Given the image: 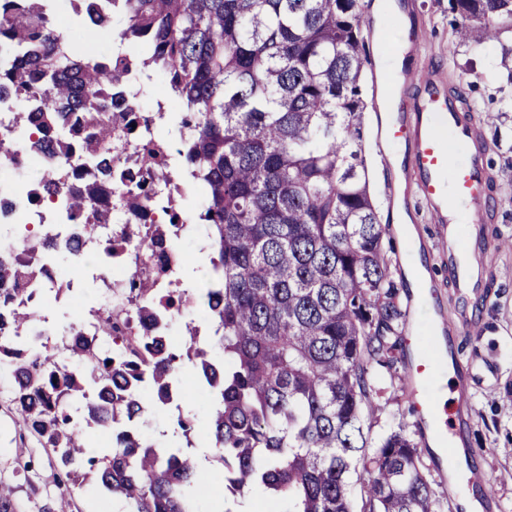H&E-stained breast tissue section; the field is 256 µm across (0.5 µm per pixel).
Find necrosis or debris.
Returning a JSON list of instances; mask_svg holds the SVG:
<instances>
[{
    "label": "necrosis or debris",
    "mask_w": 512,
    "mask_h": 512,
    "mask_svg": "<svg viewBox=\"0 0 512 512\" xmlns=\"http://www.w3.org/2000/svg\"><path fill=\"white\" fill-rule=\"evenodd\" d=\"M133 88L130 81L122 87L129 110L123 120L113 124L116 138L112 143V186L98 201L101 208L112 211V261L106 264L97 258L91 268L101 271L109 296L120 301L126 286L123 271L130 263H137L155 281L159 290L158 308L166 314L175 307L184 313L195 309L194 299L170 297L171 289L179 285L178 274L182 268L178 245L188 234L186 210L172 207L173 200L186 192L187 180L172 164L182 143L164 130V116L176 101L163 97L158 100L155 111L149 112L143 109ZM16 110L15 99L0 98V140L6 143L0 150V171L21 177L31 168L33 157L15 136L13 115ZM144 176L151 186L149 199L141 210L125 211L121 206L122 196L126 190L135 188ZM1 224L16 227L13 243L19 250L29 245L32 235L52 237L65 244L75 231L72 218L59 200L41 195L25 181L19 189L0 192ZM157 240L164 243L159 256L145 255L136 247L137 242Z\"/></svg>",
    "instance_id": "4bbe7bcc"
}]
</instances>
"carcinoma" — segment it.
Returning a JSON list of instances; mask_svg holds the SVG:
<instances>
[{"instance_id":"cac0c4a2","label":"carcinoma","mask_w":512,"mask_h":512,"mask_svg":"<svg viewBox=\"0 0 512 512\" xmlns=\"http://www.w3.org/2000/svg\"><path fill=\"white\" fill-rule=\"evenodd\" d=\"M125 13L120 41L139 44L141 71L163 75L182 104L180 157L203 189L199 214L211 269L195 297L222 358L185 339L142 333L112 356L118 325L151 317L152 284L140 269L127 303L90 310L92 340L39 347L21 333L36 311L21 284L38 282L55 245L42 237L19 253L0 241V354L12 356L11 403L53 449L76 490L91 480L126 512H196L195 484L224 497L253 488L287 501L286 512H447L420 450L403 427L370 447L364 426L379 410L384 373L399 362L405 317L391 278L364 151L361 76L369 54L360 0H111ZM89 24L62 35L43 0H16L0 15V43L16 60L0 69L14 94L16 132L32 131L46 196L61 192L69 116H85L83 147L98 181L65 192L86 238L112 253L95 209L112 185V94L126 69L76 46L110 22L88 4ZM458 41L480 47L512 30V0H448ZM210 391L207 436L220 470L194 454L156 448L135 428L148 404L167 405L185 362ZM192 447L196 416L178 412ZM112 431L111 451L87 454L88 435ZM361 483L351 498L350 475Z\"/></svg>"}]
</instances>
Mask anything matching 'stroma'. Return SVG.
Returning <instances> with one entry per match:
<instances>
[{"label":"stroma","instance_id":"stroma-1","mask_svg":"<svg viewBox=\"0 0 512 512\" xmlns=\"http://www.w3.org/2000/svg\"><path fill=\"white\" fill-rule=\"evenodd\" d=\"M362 34L376 64L365 67L363 90L366 153L372 189L377 197L381 223L395 225L407 215L413 239L392 234L387 250L389 271L402 285L405 323L401 348L405 354L382 384L376 401L380 406L372 423V436L387 427L406 423L412 439L422 450L437 494L448 503L447 512H459L456 494H469L478 512H512V70L501 60L512 47V36L479 48L459 44L452 30L456 24L448 0H398L402 15L397 22H374L363 0ZM419 41L418 54L405 57L408 69L435 68L441 79L437 91L453 92L472 106L483 129L489 152L491 186L495 207L489 223L478 225L479 257L487 265L482 287L459 294L448 278V255L440 250V227L418 196L412 179L394 174L392 159L405 155L404 140L386 138L379 123L384 103L380 83L381 61L389 52H401ZM422 266L431 281L435 299L423 309L413 295L408 269ZM76 298L61 295L49 301L53 341H60L77 313L88 312L102 299V281L82 274ZM444 326L443 339L455 364V382L449 385L447 406L457 417L455 430L464 443L471 465L484 483L474 487L463 474L449 475L427 446L424 424L408 398V367L420 357L424 333ZM0 379V482L14 488L20 512H120L121 500L97 494L93 487L72 490L51 449L41 447L13 412ZM173 413L162 406L141 417L138 431L145 443L159 448L178 446Z\"/></svg>","mask_w":512,"mask_h":512}]
</instances>
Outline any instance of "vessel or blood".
Segmentation results:
<instances>
[{
    "instance_id": "1",
    "label": "vessel or blood",
    "mask_w": 512,
    "mask_h": 512,
    "mask_svg": "<svg viewBox=\"0 0 512 512\" xmlns=\"http://www.w3.org/2000/svg\"><path fill=\"white\" fill-rule=\"evenodd\" d=\"M403 80L428 86L429 93L415 107L409 126L394 129L393 135L407 144L411 174L432 219L442 226L440 246L448 252L456 288L463 291L475 287L483 270L475 251L462 244L451 217L460 211L468 224L487 221L490 175L483 133L465 120L458 99L433 89L429 71L406 70ZM452 143L463 147L461 156H451Z\"/></svg>"
}]
</instances>
